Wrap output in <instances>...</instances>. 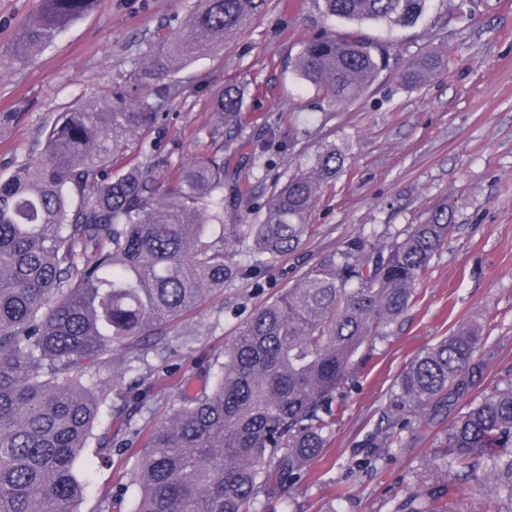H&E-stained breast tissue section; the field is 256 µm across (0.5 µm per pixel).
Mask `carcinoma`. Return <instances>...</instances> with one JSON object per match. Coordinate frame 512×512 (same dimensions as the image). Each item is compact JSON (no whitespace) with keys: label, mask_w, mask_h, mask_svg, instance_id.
<instances>
[{"label":"carcinoma","mask_w":512,"mask_h":512,"mask_svg":"<svg viewBox=\"0 0 512 512\" xmlns=\"http://www.w3.org/2000/svg\"><path fill=\"white\" fill-rule=\"evenodd\" d=\"M97 0H39L16 51L32 55ZM347 23L411 26L427 0H313ZM270 0H198L177 23L139 41L134 69L115 80L107 106L76 103L49 127L43 154L0 181V512H79L88 476L82 457L123 369L156 373L169 359L166 327L241 273L229 246L252 241L256 263L295 251L309 234L321 189L341 152H321L311 172L275 186L254 224L224 226V156L176 166L150 152L115 166L137 134L161 132L160 110L181 92L170 79L185 58L240 33ZM440 62L410 58L399 83L414 86ZM390 65L388 50L359 31L327 29L297 59L303 79L330 106L361 96ZM134 83L142 96H126ZM245 84L215 99L211 142L237 152ZM454 225L443 206L378 246L359 234L259 307L214 357L201 386L185 381L180 404L152 426L137 459L134 512H267L271 496L319 457L341 405L336 390L353 358L388 334ZM481 327L462 325L418 354L397 382L396 406L423 412L449 387L465 388L483 348ZM158 364H149V356ZM121 358L112 378L88 375ZM448 482L473 481L496 512H512V382L495 386L454 422L441 451ZM418 490L393 512H437Z\"/></svg>","instance_id":"carcinoma-1"}]
</instances>
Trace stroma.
<instances>
[{"instance_id":"obj_1","label":"stroma","mask_w":512,"mask_h":512,"mask_svg":"<svg viewBox=\"0 0 512 512\" xmlns=\"http://www.w3.org/2000/svg\"><path fill=\"white\" fill-rule=\"evenodd\" d=\"M245 33L228 38L175 73L184 95L167 108L163 136L130 141L125 162L139 163L161 141L177 163L214 151L212 99L228 78L271 83L247 94L242 149L224 165V221L251 224L272 186L306 171L327 146L343 168L319 194L312 232L300 248L225 281L169 328L172 356L163 376L141 367L127 373L125 396L110 406L81 459L91 484L80 512H92L106 492H120L113 512H132L137 488L130 473L148 429L180 401L182 381L204 374L214 353L231 343L258 307L358 234L391 240L447 205L454 229L421 281L415 304L389 335L364 346L350 378L336 392L344 412L328 448L305 467L287 501L273 512H391L409 493L433 488L439 504L455 501L486 512L476 487H446L439 450L460 413L495 383L512 379V0H428L415 26H362L390 50V67L358 99L328 107L297 75L304 42L323 28L313 0H283ZM196 0H99L36 55L17 57V37L38 0H0V179L38 158L45 131L74 102L109 97L118 72L131 70L138 41ZM440 47L444 63L425 82L400 86L397 74L419 51ZM282 121L265 151L266 115ZM264 141V140H263ZM241 186L242 195L233 193ZM477 323L486 344L467 391L443 395L424 421L393 403L395 383L410 360L459 325ZM133 435L123 453L101 461L98 442Z\"/></svg>"}]
</instances>
